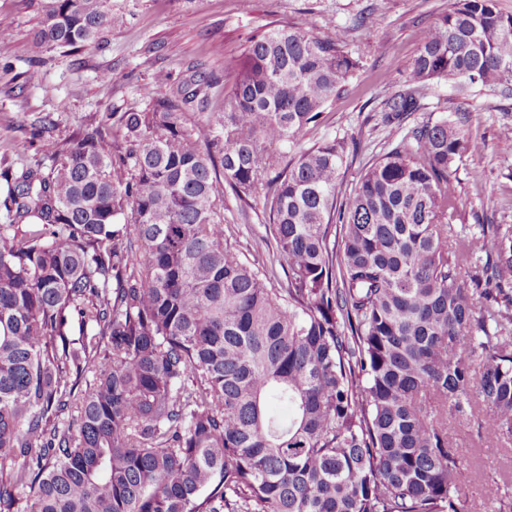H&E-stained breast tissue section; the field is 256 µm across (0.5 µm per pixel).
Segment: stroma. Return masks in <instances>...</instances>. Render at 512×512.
Returning <instances> with one entry per match:
<instances>
[{
    "instance_id": "obj_1",
    "label": "stroma",
    "mask_w": 512,
    "mask_h": 512,
    "mask_svg": "<svg viewBox=\"0 0 512 512\" xmlns=\"http://www.w3.org/2000/svg\"><path fill=\"white\" fill-rule=\"evenodd\" d=\"M43 2L0 0V13L12 18L0 29V224L8 221L7 178L24 167L51 165L41 151L42 137L66 150L93 133L107 155L118 157L127 147L121 115L150 108L157 75L167 74L174 88L200 73L218 77L208 107L221 109L249 38L303 19L315 32L336 26L345 50L361 61L349 94L327 106L323 123L305 136L309 144L336 137L355 145L342 185L350 191L366 166L403 138V131L383 123V104L451 0H112L126 22L105 32L98 47L37 56L33 43ZM421 104L407 127L448 116L462 103L448 83L439 82L429 86ZM464 104L477 149L456 162L452 224L461 238L483 223L489 195L494 223L512 228V98L478 86ZM20 142L29 145L22 155L14 150ZM224 211L226 237L251 263L267 268L275 284L285 283V262L261 245L270 227L264 189L244 203L226 196ZM480 418L475 411L449 424L467 460L461 493L468 512H499L498 503L485 500L484 487L496 481L512 491V452L480 437Z\"/></svg>"
}]
</instances>
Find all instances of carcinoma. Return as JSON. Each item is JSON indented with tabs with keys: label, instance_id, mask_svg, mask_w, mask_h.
<instances>
[{
	"label": "carcinoma",
	"instance_id": "cac0c4a2",
	"mask_svg": "<svg viewBox=\"0 0 512 512\" xmlns=\"http://www.w3.org/2000/svg\"><path fill=\"white\" fill-rule=\"evenodd\" d=\"M124 24L112 0H47L35 49ZM359 67L300 21L253 37L189 132L157 97L123 114L117 162L92 135L44 140L49 171H21L0 224V512H465L448 418L478 406L480 435L512 443V231L450 244L465 107L338 201L346 140L303 137ZM441 81L512 95L496 0H452L383 121ZM217 159L238 199L267 189L284 287L226 239ZM73 318L93 328L78 343Z\"/></svg>",
	"mask_w": 512,
	"mask_h": 512
}]
</instances>
